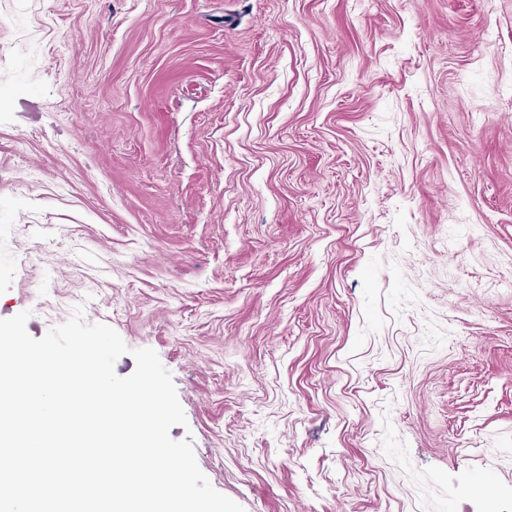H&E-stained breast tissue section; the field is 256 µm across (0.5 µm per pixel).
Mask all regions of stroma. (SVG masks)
I'll list each match as a JSON object with an SVG mask.
<instances>
[{
  "instance_id": "obj_1",
  "label": "stroma",
  "mask_w": 512,
  "mask_h": 512,
  "mask_svg": "<svg viewBox=\"0 0 512 512\" xmlns=\"http://www.w3.org/2000/svg\"><path fill=\"white\" fill-rule=\"evenodd\" d=\"M78 306L244 512H512V0H0V318Z\"/></svg>"
}]
</instances>
